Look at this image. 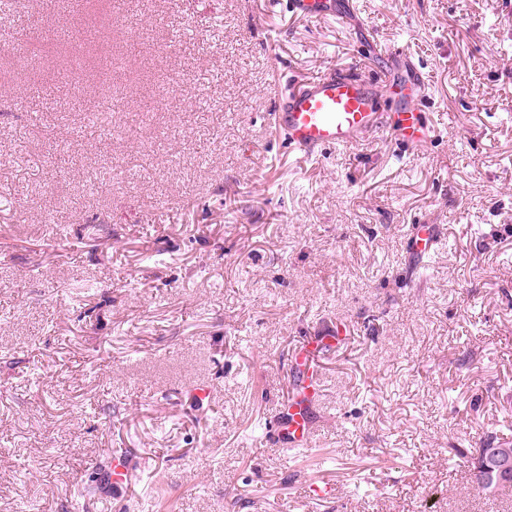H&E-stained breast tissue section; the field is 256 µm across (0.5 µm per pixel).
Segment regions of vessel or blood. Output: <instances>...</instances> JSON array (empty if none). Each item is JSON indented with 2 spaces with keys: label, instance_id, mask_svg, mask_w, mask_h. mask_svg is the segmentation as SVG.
<instances>
[{
  "label": "vessel or blood",
  "instance_id": "vessel-or-blood-1",
  "mask_svg": "<svg viewBox=\"0 0 512 512\" xmlns=\"http://www.w3.org/2000/svg\"><path fill=\"white\" fill-rule=\"evenodd\" d=\"M289 11L301 18L339 17L336 0H286ZM384 59V82L398 98L413 96L421 85L418 68L404 50H388ZM275 127L292 151L308 159L322 148H347L383 130L396 139L418 146L432 134L420 112L412 108L388 115L378 112L373 84L353 69L328 71L307 79L302 86L279 97L272 114ZM435 224L416 225L410 248L417 259L429 256L440 241ZM336 343L334 334L316 337L295 349L290 362L292 395L265 426L269 442L290 450H306L312 444L313 408L319 381V357Z\"/></svg>",
  "mask_w": 512,
  "mask_h": 512
}]
</instances>
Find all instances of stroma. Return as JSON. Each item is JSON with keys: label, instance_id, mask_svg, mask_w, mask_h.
<instances>
[{"label": "stroma", "instance_id": "1", "mask_svg": "<svg viewBox=\"0 0 512 512\" xmlns=\"http://www.w3.org/2000/svg\"><path fill=\"white\" fill-rule=\"evenodd\" d=\"M343 5L0 13V512H512L469 475L512 441V0ZM393 47L432 141L289 155L277 91ZM328 327L296 456L262 429ZM288 11L301 18L343 17L335 0H286ZM440 228L436 224H416L410 238V248L420 264L440 242Z\"/></svg>", "mask_w": 512, "mask_h": 512}]
</instances>
